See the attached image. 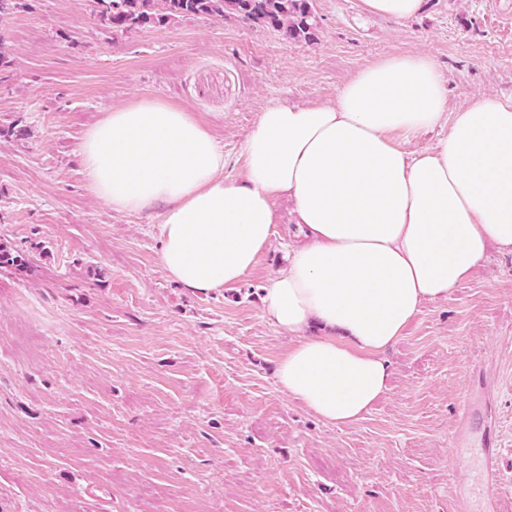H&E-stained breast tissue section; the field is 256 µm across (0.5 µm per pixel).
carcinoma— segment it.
<instances>
[{
	"instance_id": "cac0c4a2",
	"label": "carcinoma",
	"mask_w": 512,
	"mask_h": 512,
	"mask_svg": "<svg viewBox=\"0 0 512 512\" xmlns=\"http://www.w3.org/2000/svg\"><path fill=\"white\" fill-rule=\"evenodd\" d=\"M100 23L115 31L164 24L181 17L232 19L261 24L283 39L300 42L316 26L311 0H96Z\"/></svg>"
}]
</instances>
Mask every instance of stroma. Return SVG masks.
Returning a JSON list of instances; mask_svg holds the SVG:
<instances>
[{"label": "stroma", "instance_id": "35a3bbf8", "mask_svg": "<svg viewBox=\"0 0 512 512\" xmlns=\"http://www.w3.org/2000/svg\"><path fill=\"white\" fill-rule=\"evenodd\" d=\"M312 8L296 43L201 17L115 32L89 0L0 16V247L16 258L0 264V512H512V254L424 303L384 354L390 391L331 426L274 381L292 340L260 297L291 202L252 273L196 295L158 264L160 210L117 213L88 189L87 130L139 96L207 122L228 177L261 110L332 99L393 53L434 57L449 110L488 91L512 104V0H424L401 23L360 0Z\"/></svg>", "mask_w": 512, "mask_h": 512}]
</instances>
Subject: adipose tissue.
Listing matches in <instances>:
<instances>
[{
  "mask_svg": "<svg viewBox=\"0 0 512 512\" xmlns=\"http://www.w3.org/2000/svg\"><path fill=\"white\" fill-rule=\"evenodd\" d=\"M442 124L435 146L393 142ZM80 153L90 192L114 211L162 207L159 265L195 294L253 272L277 201H294L305 241L262 305L293 339L277 387L330 425L363 419L389 392L384 353L423 303L446 299L489 246L512 253V105L487 92L449 112L423 51L356 71L333 100L266 107L234 178L208 124L153 97L113 108Z\"/></svg>",
  "mask_w": 512,
  "mask_h": 512,
  "instance_id": "ef3b65f1",
  "label": "adipose tissue"
}]
</instances>
